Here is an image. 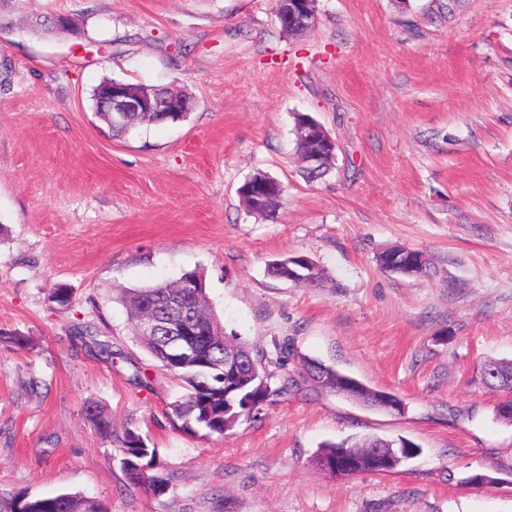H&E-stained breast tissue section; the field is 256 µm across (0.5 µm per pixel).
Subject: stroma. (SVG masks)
Wrapping results in <instances>:
<instances>
[{"label":"stroma","mask_w":512,"mask_h":512,"mask_svg":"<svg viewBox=\"0 0 512 512\" xmlns=\"http://www.w3.org/2000/svg\"><path fill=\"white\" fill-rule=\"evenodd\" d=\"M293 36L275 0H9L0 10V495L78 493L109 512H512V422L479 364L512 362V0H318ZM66 15L72 31L31 30ZM106 78L175 86L184 120L113 136ZM336 143L315 182L295 118ZM264 171L274 217L238 194ZM423 252L401 276L377 258ZM308 256L313 288L271 277ZM196 271L226 334L396 395L402 411L313 386L224 435L185 432V392L117 294ZM66 286L69 305L51 300ZM108 343L100 355L74 334ZM147 436L163 494L130 487L112 437ZM406 438L393 471L339 478L325 442ZM488 475L486 483L469 476Z\"/></svg>","instance_id":"1"}]
</instances>
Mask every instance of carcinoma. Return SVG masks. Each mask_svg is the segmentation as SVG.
Segmentation results:
<instances>
[{"mask_svg":"<svg viewBox=\"0 0 512 512\" xmlns=\"http://www.w3.org/2000/svg\"><path fill=\"white\" fill-rule=\"evenodd\" d=\"M180 112H154L150 115L130 112L122 120H112L107 113L101 120L111 129L112 134H124L144 123H163L185 119ZM296 256H285L268 264L269 275L286 280L288 268L294 267ZM127 309L134 327H139L143 308L147 307L158 315L164 314L171 305L172 298L166 284L135 289H124L118 296ZM178 303L196 312V323L202 346L207 355L194 364L169 366L168 358L159 349L160 342L151 339L145 343L147 351L169 372L177 375L186 385V395L171 404V415L182 422V427L190 432L204 430L209 434L224 435L241 418L250 417L273 402L274 396L298 385L294 379H284L280 388L271 387L275 373L269 370L268 361L258 356L254 349L240 338L231 337L246 358V368L240 373L237 383L226 384L224 380V337L208 334L209 319L215 317L206 290L197 288L178 299ZM318 370L326 384L317 385L311 371ZM497 372L501 385L496 390L512 391V365L487 362L481 367L482 384H487L488 375ZM301 378L313 386L329 393L342 394L348 382L356 383V391L364 393L368 387L357 379L342 374L318 359L305 357L302 360ZM86 415L100 433H113L112 418L105 410L94 403L86 406ZM122 468L128 485L144 487L159 495L166 490L165 481L154 473L156 469V449L147 445V438L135 429L126 428L118 436ZM419 446L414 442L373 439L370 442H349L326 444L314 458L315 464L337 477H349L364 472L380 473L396 469L402 461L414 456ZM0 512H106L77 493L60 494L53 497H30L14 494L0 498Z\"/></svg>","mask_w":512,"mask_h":512,"instance_id":"1","label":"carcinoma"}]
</instances>
